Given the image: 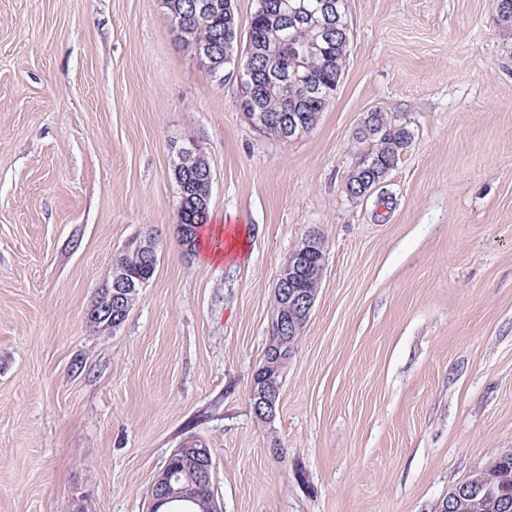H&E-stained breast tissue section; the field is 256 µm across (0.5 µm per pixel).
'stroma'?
Here are the masks:
<instances>
[{
  "label": "stroma",
  "mask_w": 512,
  "mask_h": 512,
  "mask_svg": "<svg viewBox=\"0 0 512 512\" xmlns=\"http://www.w3.org/2000/svg\"><path fill=\"white\" fill-rule=\"evenodd\" d=\"M346 14L336 96L283 142L162 0H0V512H149L191 436L223 512H438L512 449V33L491 0ZM373 111L411 139L355 198ZM191 143L239 259L178 242ZM312 228L326 272L262 425L249 390L277 274ZM148 230L152 279L119 327L90 326L114 255ZM476 475V472L474 474H471L468 476L465 480L459 482L458 484L461 485H454L449 491H448V498L444 499L440 506V512H460V508L463 506L464 501L466 500V497H468L469 493V486H466V483H471L473 481L474 476Z\"/></svg>",
  "instance_id": "1"
}]
</instances>
